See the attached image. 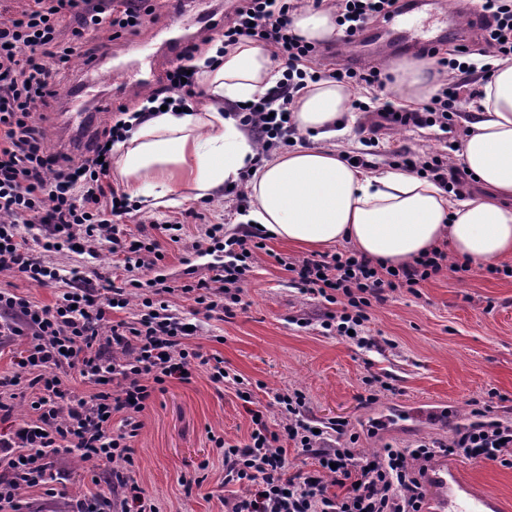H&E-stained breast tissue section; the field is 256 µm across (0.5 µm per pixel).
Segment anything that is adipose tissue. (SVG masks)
<instances>
[{"label":"adipose tissue","instance_id":"obj_1","mask_svg":"<svg viewBox=\"0 0 512 512\" xmlns=\"http://www.w3.org/2000/svg\"><path fill=\"white\" fill-rule=\"evenodd\" d=\"M291 27L306 42H326L338 34L336 10L299 8ZM208 54L215 64L196 75L205 93L202 107L154 113L112 147V168L142 210L223 194L255 155L254 142L226 109L265 96L282 70L269 51L250 41ZM391 71L394 89L410 103L441 86L427 62L400 61ZM483 91L469 134L454 154L481 191L459 198L405 171L368 173L348 165L334 141L348 129L351 92L333 80L310 84L295 102L292 121L321 145L283 152L254 172L248 221L303 247L348 242L392 266L441 242L477 266L512 256V61L501 62Z\"/></svg>","mask_w":512,"mask_h":512}]
</instances>
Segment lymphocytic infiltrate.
<instances>
[{
  "mask_svg": "<svg viewBox=\"0 0 512 512\" xmlns=\"http://www.w3.org/2000/svg\"><path fill=\"white\" fill-rule=\"evenodd\" d=\"M343 42H352L374 21L399 12V0H335ZM294 0H238L224 17L223 47L249 39L270 51L282 67V79L266 96L236 108V115L258 145V160L288 148L296 133L289 114L309 84L326 79L314 67L319 49L293 34ZM487 24L482 32L484 71L493 61L512 60V0H483ZM156 15L153 0H26L21 10L0 14V337L23 336L27 342L15 360L16 371L0 376V421L10 420L17 403L32 415L0 435V512H38L23 500L22 491L50 494L61 475V456L77 455L91 466L92 482H106L111 495L93 494L70 500L68 512H157L134 477L137 468L132 442L143 426L141 416L171 380L191 383L197 368H206L212 383L230 385L250 402L253 384L224 365L223 357L205 355L189 345V322L170 304L171 295L192 301L204 315L233 316L241 285L260 252L267 231L245 225L233 233L223 224L193 212L198 221L192 251L210 256L207 272L178 286L151 277L166 258L163 243L178 244L181 229L151 222L131 230L121 220L133 206L109 181L111 143L123 139L129 124L120 123L126 105L92 138L86 154L74 158L52 153L36 112L56 98L72 59H92L101 43L84 37L102 31L109 39L139 33L146 18ZM198 48H182L178 62L153 88L148 101L176 107L199 102L204 92L190 63ZM448 83L411 110L394 108L390 77L382 68L358 72L340 68L336 82L367 85L372 103L355 99L351 109H374L364 143L375 146L380 124L439 128L451 132L456 117L467 111L480 88L459 82L471 64L458 54L438 58ZM395 168L430 179L448 191L468 183L464 171L449 167L444 154H422L403 146L392 155ZM108 242L125 278L73 276L54 302L39 305L14 290L13 277L47 286L62 282L48 262L56 249L94 251ZM301 294L331 304L321 322L326 333L350 338L361 349L376 347L365 331L368 311L395 292L415 293L421 283L445 270L468 272L467 263H449L445 247L436 246L411 261L390 267L347 247L333 253L295 258L274 254ZM140 300L132 320L119 313L131 297ZM88 384L85 393L67 384L70 375ZM272 405L281 422L271 427L263 411L251 413L247 443L231 445L215 438L224 451V482L245 487V494L225 500V512H421L426 498L422 475L437 456L512 467V422L491 417L488 401L472 403L468 423L448 439L419 440L406 448L385 446L359 456L358 437L347 420L318 425L305 414L306 396L298 389L274 393ZM293 443L314 459L311 471L292 470L284 448ZM336 492H329V484Z\"/></svg>",
  "mask_w": 512,
  "mask_h": 512,
  "instance_id": "f902f5d3",
  "label": "lymphocytic infiltrate"
}]
</instances>
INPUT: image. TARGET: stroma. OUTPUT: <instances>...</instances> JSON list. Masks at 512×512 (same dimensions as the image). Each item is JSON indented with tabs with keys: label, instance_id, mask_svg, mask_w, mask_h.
<instances>
[{
	"label": "stroma",
	"instance_id": "stroma-1",
	"mask_svg": "<svg viewBox=\"0 0 512 512\" xmlns=\"http://www.w3.org/2000/svg\"><path fill=\"white\" fill-rule=\"evenodd\" d=\"M185 11L174 12L164 0L157 21L146 23L139 34L115 40L121 48L117 58H108L97 71H86L83 61H74L63 83L62 93L41 110L40 126L49 151L62 148L58 114L70 111L67 89L83 88V108L96 111L98 100L117 103L105 80L115 68L136 72L144 69L148 53L159 51L162 39L188 43L198 37L197 15L217 0H185ZM374 158L375 170L389 168L391 153L406 145L417 151L447 152L451 136L434 128L384 129L379 131ZM195 210L210 220L236 226L240 218L235 204L227 199L189 200L181 207L154 213L127 215L134 226L150 220H172ZM183 244L166 245L167 258L160 266L169 285L185 281L187 265L203 267L205 260L193 255L189 243L197 226L185 224ZM267 253L259 254L242 286L243 310L224 320L198 314L192 301L172 297L173 306L193 319L198 331L189 344L204 354L223 357L227 368L254 382L255 408L266 411L270 424H277L268 404L273 393L298 389L307 397L309 415L329 422L348 420L358 434L359 453L371 454L385 445L405 446L418 439L447 438L444 430L391 427L375 435L369 425L378 417L421 401H438L452 406L451 425L467 423L471 403L497 391L501 397L494 413L512 418V278L493 276L485 268H471L465 278L445 271L422 283L417 294L396 292L386 302L374 305L367 326L379 340L378 348L362 350L336 336L323 335L319 326L298 327L297 318H317L325 310L321 299L300 294L289 275L275 264L273 253L296 258L305 250L274 238ZM52 260L65 271L79 275L116 273V262L107 244H99L94 255L56 254ZM388 378L394 389L377 401H359L367 376ZM144 423L133 446L138 468L135 477L160 512H224V500L242 489L224 482V457L213 439L220 436L231 444H244L251 431L249 411L233 387L213 384L206 369H199L192 382H171L142 416ZM459 476L496 493L512 506V467L496 463H473L455 459ZM65 479L54 494L42 495V512H67L71 499L108 493L106 485L92 484L87 463L66 455L57 463ZM205 472L201 486L185 492L182 477Z\"/></svg>",
	"mask_w": 512,
	"mask_h": 512
}]
</instances>
